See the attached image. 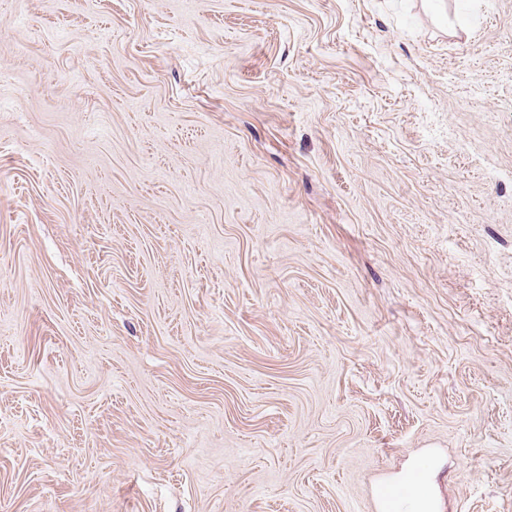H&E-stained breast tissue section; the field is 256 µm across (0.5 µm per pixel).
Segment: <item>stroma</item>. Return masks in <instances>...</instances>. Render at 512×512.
Masks as SVG:
<instances>
[{"label": "stroma", "mask_w": 512, "mask_h": 512, "mask_svg": "<svg viewBox=\"0 0 512 512\" xmlns=\"http://www.w3.org/2000/svg\"><path fill=\"white\" fill-rule=\"evenodd\" d=\"M512 512V0H0V512ZM387 505L388 512H441L438 500L429 488L422 489L410 482L388 493Z\"/></svg>", "instance_id": "35a3bbf8"}]
</instances>
